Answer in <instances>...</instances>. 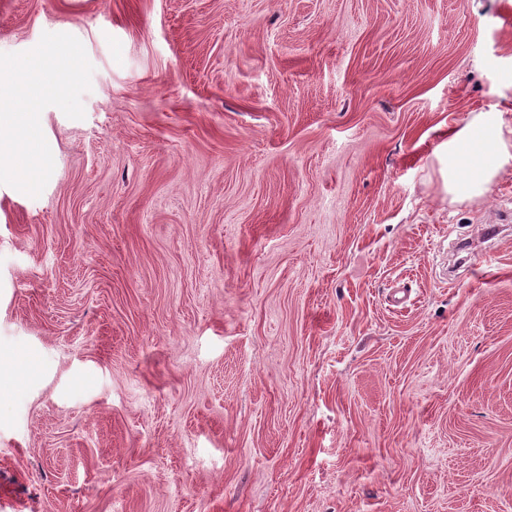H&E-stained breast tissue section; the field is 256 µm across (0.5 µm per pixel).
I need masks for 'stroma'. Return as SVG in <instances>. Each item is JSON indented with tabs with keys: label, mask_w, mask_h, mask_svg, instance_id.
Here are the masks:
<instances>
[{
	"label": "stroma",
	"mask_w": 512,
	"mask_h": 512,
	"mask_svg": "<svg viewBox=\"0 0 512 512\" xmlns=\"http://www.w3.org/2000/svg\"><path fill=\"white\" fill-rule=\"evenodd\" d=\"M512 0H0V512H512ZM489 257L471 266L458 240ZM55 59V50L41 51L27 62L22 72L20 82L25 83L31 109L51 92L43 82V75L53 67ZM0 113V157H1V174L2 160L9 159L18 167L14 169V173L26 179L29 185L38 182L41 176V170L38 164L36 146L39 141V127L36 121V112H26L20 117L21 123L24 125L20 137H5V133H14L17 127V117L13 112ZM479 113L466 133L458 132L448 137V168L445 169L444 187L448 194L464 191L469 196H479L493 178L512 158L508 151L512 127L505 125L502 113ZM475 143L462 148L465 140Z\"/></svg>",
	"instance_id": "obj_1"
}]
</instances>
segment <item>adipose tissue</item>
I'll return each mask as SVG.
<instances>
[{"mask_svg": "<svg viewBox=\"0 0 512 512\" xmlns=\"http://www.w3.org/2000/svg\"><path fill=\"white\" fill-rule=\"evenodd\" d=\"M56 53L47 50L31 58L22 74H9L6 84L24 82L30 104H37L49 95L43 82L44 73L54 65ZM39 127L32 112L0 117V157L15 163V173L36 184L41 176L36 146ZM448 167L445 169L444 187L450 194L481 195L493 178L512 160V127L507 126L501 113L478 114L469 132L453 133L448 137Z\"/></svg>", "mask_w": 512, "mask_h": 512, "instance_id": "adipose-tissue-1", "label": "adipose tissue"}]
</instances>
